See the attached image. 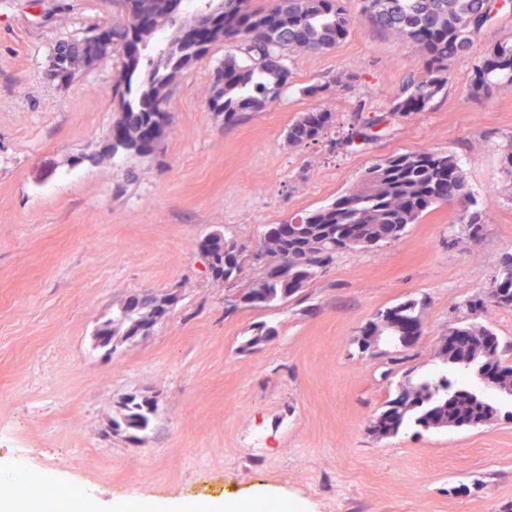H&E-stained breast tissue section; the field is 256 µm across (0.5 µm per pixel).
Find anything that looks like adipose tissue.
Wrapping results in <instances>:
<instances>
[{"instance_id": "ef3b65f1", "label": "adipose tissue", "mask_w": 512, "mask_h": 512, "mask_svg": "<svg viewBox=\"0 0 512 512\" xmlns=\"http://www.w3.org/2000/svg\"><path fill=\"white\" fill-rule=\"evenodd\" d=\"M271 495V489L261 487L250 495L224 500L117 498L112 502V512H260L264 505L269 504ZM96 507L97 498L92 494L57 499L50 503L37 493L23 497L8 493L0 495V512H96Z\"/></svg>"}]
</instances>
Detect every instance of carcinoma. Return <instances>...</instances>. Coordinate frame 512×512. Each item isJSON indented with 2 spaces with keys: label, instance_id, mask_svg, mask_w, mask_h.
Returning a JSON list of instances; mask_svg holds the SVG:
<instances>
[{
  "label": "carcinoma",
  "instance_id": "obj_1",
  "mask_svg": "<svg viewBox=\"0 0 512 512\" xmlns=\"http://www.w3.org/2000/svg\"><path fill=\"white\" fill-rule=\"evenodd\" d=\"M174 2L125 0L127 18L111 25L112 46L130 45L133 52L122 58V69L112 85L101 89L117 101L114 125L122 132L119 145H105L107 153L132 156L155 150L168 128L170 84L211 45L233 41L244 55L242 62L233 55L224 57L202 92L209 111L224 116L227 123L237 122L281 99L288 88L291 54L335 48L358 20L419 48L423 75L401 86L390 112L403 117L425 112L448 85L449 62L467 51L483 30L486 0H357L355 13L344 0H270L266 8L252 6L251 0H224L223 13L211 19L203 40L182 41L150 58L144 54L150 42L166 24L177 23ZM503 84H512V35L497 40L475 65L470 95L488 97ZM331 119V113L323 110L303 114L288 129V142L297 146L317 140ZM468 196L454 155L419 151L391 156L366 171L361 189L294 221L271 226L261 239L269 257L267 266L246 288H235L244 269V248L232 238L215 234L211 244L224 250V265L215 277L237 296L235 309L277 307L332 265L337 254L398 240L434 205L453 204ZM457 223L466 225L470 237L477 239L486 215L466 207ZM174 300L151 291L132 295L100 325L97 335L110 342L117 335L123 341L145 336L166 318ZM488 302L512 309V256L503 262L502 273L484 297L471 301L469 308L477 312ZM417 307V302L408 300L387 312L420 331ZM448 335L458 341L452 349L438 352L436 373L417 383L401 384L375 418L378 437H393L410 425L430 430L478 427L491 421L496 407L478 392L460 386L456 372L478 376L491 364L497 390L512 395V364L505 361L508 347L501 345L492 329L467 322L448 328ZM124 408L122 418L112 420V426L149 429L154 415L149 399L132 398Z\"/></svg>",
  "mask_w": 512,
  "mask_h": 512
}]
</instances>
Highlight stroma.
Instances as JSON below:
<instances>
[{
    "mask_svg": "<svg viewBox=\"0 0 512 512\" xmlns=\"http://www.w3.org/2000/svg\"><path fill=\"white\" fill-rule=\"evenodd\" d=\"M116 0H0V457L37 474L65 473L93 488L99 512L113 498H221L268 487L301 512H512V396L483 389L498 412L474 428L397 436L371 431L404 380L437 367L449 327L476 321L512 345V309L469 302L512 254V85L469 95L475 65L512 34L500 9L450 63L429 111L390 116L368 142H348L358 106L389 112L421 74L411 42L357 25L336 48L289 63L281 100L228 124L202 90L236 44L221 42L171 87L169 132L157 151L109 155L117 117L111 56L67 82L51 78L55 48L119 19ZM353 74L351 88L336 75ZM318 95H307L309 86ZM325 109L319 140L294 146L289 126ZM429 150L454 154L475 207L470 238L447 204L430 208L401 239L346 252L275 308L227 313L223 282L197 250L208 233L245 245L246 286L266 266L258 241L361 186L384 159ZM173 295L154 331L98 349L95 334L131 295ZM419 304L412 347L388 336L362 350L375 315ZM277 335L253 348L260 325ZM151 398L145 432L111 430L123 402Z\"/></svg>",
    "mask_w": 512,
    "mask_h": 512,
    "instance_id": "35a3bbf8",
    "label": "stroma"
}]
</instances>
